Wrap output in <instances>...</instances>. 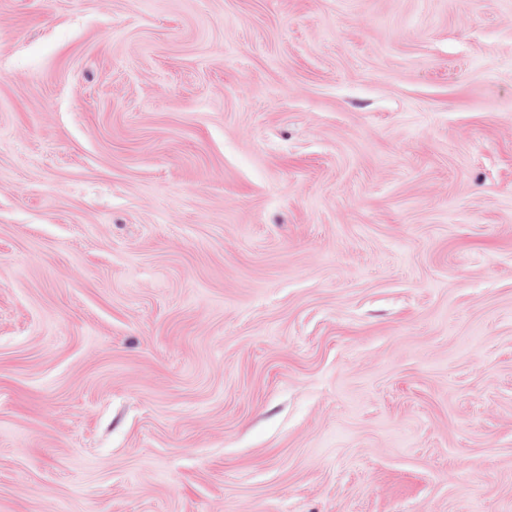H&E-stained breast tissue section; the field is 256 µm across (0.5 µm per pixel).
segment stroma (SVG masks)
Returning a JSON list of instances; mask_svg holds the SVG:
<instances>
[{
    "label": "stroma",
    "instance_id": "obj_1",
    "mask_svg": "<svg viewBox=\"0 0 512 512\" xmlns=\"http://www.w3.org/2000/svg\"><path fill=\"white\" fill-rule=\"evenodd\" d=\"M0 512H512V0H0Z\"/></svg>",
    "mask_w": 512,
    "mask_h": 512
}]
</instances>
